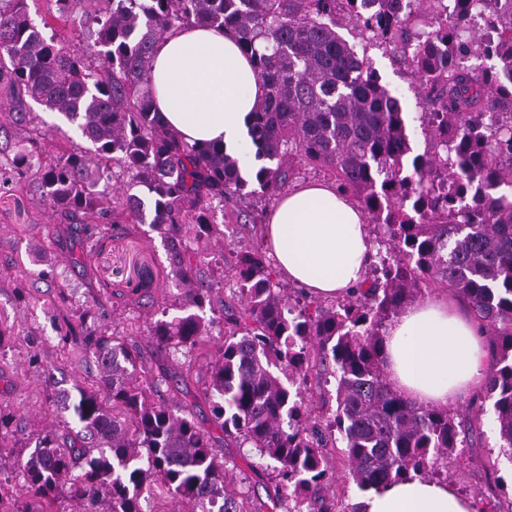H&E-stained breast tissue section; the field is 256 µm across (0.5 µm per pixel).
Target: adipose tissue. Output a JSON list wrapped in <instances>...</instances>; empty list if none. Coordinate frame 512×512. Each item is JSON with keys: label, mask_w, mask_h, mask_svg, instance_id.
Segmentation results:
<instances>
[{"label": "adipose tissue", "mask_w": 512, "mask_h": 512, "mask_svg": "<svg viewBox=\"0 0 512 512\" xmlns=\"http://www.w3.org/2000/svg\"><path fill=\"white\" fill-rule=\"evenodd\" d=\"M151 88L162 123L187 142L229 153L247 141V116L262 92L235 38L202 24L159 39ZM264 234L282 273L322 298L352 294L374 251L361 208L324 182L282 194ZM383 345L389 383L415 405L452 407L484 385V331L447 296L403 309ZM362 512H476V504L448 482L412 476L371 490Z\"/></svg>", "instance_id": "1"}]
</instances>
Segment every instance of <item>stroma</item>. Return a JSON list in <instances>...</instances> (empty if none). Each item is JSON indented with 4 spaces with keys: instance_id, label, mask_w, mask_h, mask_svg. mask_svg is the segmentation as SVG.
Masks as SVG:
<instances>
[{
    "instance_id": "stroma-1",
    "label": "stroma",
    "mask_w": 512,
    "mask_h": 512,
    "mask_svg": "<svg viewBox=\"0 0 512 512\" xmlns=\"http://www.w3.org/2000/svg\"><path fill=\"white\" fill-rule=\"evenodd\" d=\"M339 33L359 54L370 59L383 83L399 98L406 112L413 151L424 152L426 140L419 119L422 104L412 77L397 60L396 50L349 27L340 28ZM59 221L52 210L38 209L31 177L16 179L12 187L0 189V322L18 329L31 326L36 330L33 344L20 343L0 354V370L9 377L8 382H0V404L11 409L20 407L29 413L28 431L21 437L22 444L29 447L34 444V431L65 423L70 414L64 408L54 409L45 404L44 384L37 372L28 369V353L37 350L45 364L56 366V379L61 389L70 390L75 384L87 382L94 369L92 360L83 354L63 355L58 329L70 317L72 307L85 301L90 287L107 291V319L117 328L132 323L144 313L143 307L131 302L140 274L147 272L154 276L149 288L152 301H171L177 294L174 282L163 275L167 259L159 235L149 225L138 224L114 231L93 254L91 264L95 279L90 287L84 283L82 269L70 263L71 255L81 252L80 242L71 241L68 247L57 250L59 268L74 289L71 307L53 309L20 300L18 293L22 290L40 297L49 291L48 282L32 276L31 269L35 253L45 239V226ZM182 363V356L171 359L174 377L169 397L177 404H194L197 425L204 430L211 429L210 407L199 398L206 373L199 369L182 376ZM474 428L476 441L459 452L444 471V478L458 492L476 499L492 503L505 496L512 497V464L498 456V436L491 425L490 414L475 420ZM220 453L227 467L241 477L240 491L248 493L254 504L266 502L269 475L255 469L256 457L249 448L231 443L221 448Z\"/></svg>"
}]
</instances>
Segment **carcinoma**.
<instances>
[{
    "label": "carcinoma",
    "mask_w": 512,
    "mask_h": 512,
    "mask_svg": "<svg viewBox=\"0 0 512 512\" xmlns=\"http://www.w3.org/2000/svg\"><path fill=\"white\" fill-rule=\"evenodd\" d=\"M88 1L90 44L78 54L50 22L43 26L51 34L39 31L28 0H0V108L30 125L31 100L94 145L78 151L61 132L50 151L17 149L0 166V189L30 173L38 204L65 221L47 232L37 273L56 280L53 302L66 306L72 292L58 280L55 250L78 238L90 277V256L119 224L158 233L178 294L160 318L147 310L144 324L122 332L110 330L99 298L78 308L59 344L93 359L97 374L86 386L58 392L54 367L30 354L45 402H62L72 426L40 430L24 458L13 449L27 416L0 407V512H59L63 492L71 512H144L157 496L181 512H266L235 490L216 453L228 440L270 461L273 510L289 499L288 512H334L328 490L339 446L363 491L438 474L471 441L472 427L448 409L404 400L387 381L383 355L388 322L432 286L459 296L486 329L484 390L500 453L512 461V0H456L451 16L442 0H412L418 14L430 4L425 45L397 0L377 10L366 0H50V16L71 22L74 4ZM191 23L234 36L263 85L248 119L257 164L246 175L238 158L186 142L154 108L155 43ZM343 26L399 47L425 101L430 150L411 155L400 100L338 34ZM475 54L500 66L448 64ZM306 166L333 180L373 226L378 249L363 285L343 298L308 296L286 287L263 252H240L232 268L240 298L227 304L214 282L224 259L188 251L185 239L224 241L217 203L255 223L253 199H277ZM118 169L132 179L112 192L106 185ZM207 309L221 312L222 325ZM143 327L159 352L151 363L130 348ZM216 328L224 343L212 350ZM34 336L0 324V350ZM179 352L186 371L207 367L212 432L197 426L190 407L165 398L164 358ZM316 367L333 377L335 393L313 406L305 393ZM13 467L24 474L21 487L4 477Z\"/></svg>",
    "instance_id": "carcinoma-1"
}]
</instances>
